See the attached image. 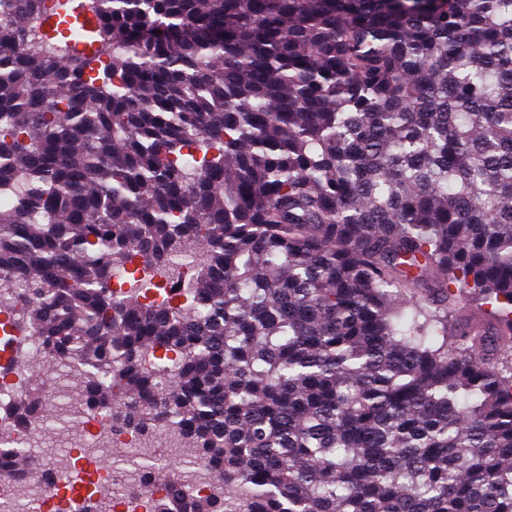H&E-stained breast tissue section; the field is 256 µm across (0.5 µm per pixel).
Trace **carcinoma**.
Wrapping results in <instances>:
<instances>
[{
  "mask_svg": "<svg viewBox=\"0 0 512 512\" xmlns=\"http://www.w3.org/2000/svg\"><path fill=\"white\" fill-rule=\"evenodd\" d=\"M1 196L0 327L224 481L154 512H512V0H0Z\"/></svg>",
  "mask_w": 512,
  "mask_h": 512,
  "instance_id": "obj_1",
  "label": "carcinoma"
}]
</instances>
